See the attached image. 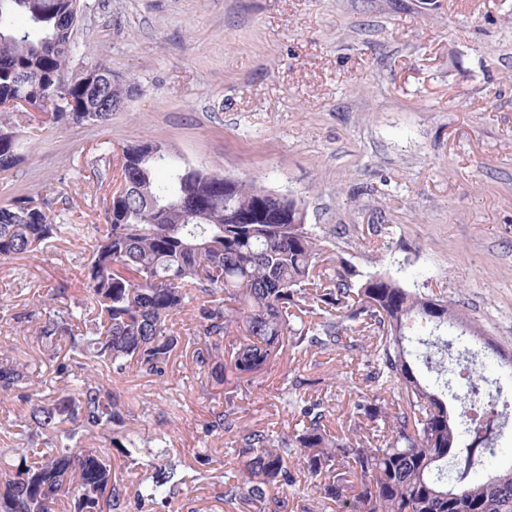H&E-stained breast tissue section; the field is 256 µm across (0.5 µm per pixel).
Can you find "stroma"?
I'll use <instances>...</instances> for the list:
<instances>
[{
    "mask_svg": "<svg viewBox=\"0 0 512 512\" xmlns=\"http://www.w3.org/2000/svg\"><path fill=\"white\" fill-rule=\"evenodd\" d=\"M70 68L107 66L133 96L107 125L42 123L11 114L20 162L0 175V205L54 187L57 224L100 225L125 147L159 142L171 160L303 200L306 222L338 270H387L443 297L470 320L483 370L512 405V0H80ZM84 241L64 239L0 263V351L48 392L66 342L36 338L31 313L58 289L81 296ZM365 340L332 353L280 358L235 400L240 425L277 436L297 422L285 404L309 377L331 432L378 390ZM131 409L129 434L164 444L185 482L157 501L136 496L142 473L108 441L126 492L122 512H225L228 437L209 431L211 399L192 351L177 346L166 378L131 367L104 378ZM27 403H0V448H37Z\"/></svg>",
    "mask_w": 512,
    "mask_h": 512,
    "instance_id": "35a3bbf8",
    "label": "stroma"
}]
</instances>
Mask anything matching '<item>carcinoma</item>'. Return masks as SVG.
<instances>
[{
  "label": "carcinoma",
  "mask_w": 512,
  "mask_h": 512,
  "mask_svg": "<svg viewBox=\"0 0 512 512\" xmlns=\"http://www.w3.org/2000/svg\"><path fill=\"white\" fill-rule=\"evenodd\" d=\"M79 0H0V98L26 95L52 109L60 90L69 111L53 112L57 123L104 125L115 102L131 88L69 76L70 28ZM20 162L15 132L0 121V173ZM55 198L18 197L0 206V262L30 256L63 238H86L80 274L84 295L56 304L37 318L41 343L67 339L82 356L80 372L65 387L27 397L26 423L46 436L38 459H5L0 512H117L123 491L112 459L82 440L101 433L128 464L142 455L167 456L124 434L131 413L102 383L136 364L163 377L173 350L196 345L192 360L203 389L249 382L284 346L294 351L343 347L349 331L367 337L374 359L371 379L392 394L357 403L348 436L326 429L327 409L302 392L298 374L289 406L301 427L273 438L238 425L234 395L212 412L208 427L235 432L236 468L224 482V502L240 512H288L286 491L307 474L336 512H512V468L486 482L473 469L495 454L492 442L500 390L470 368L465 385L485 394V412L462 439L440 395L419 375L417 363L444 380L442 331L467 325L448 301L403 287L378 270L357 280L331 274L333 258L302 223V201L254 184L170 162L160 143L134 144L122 154L121 184L106 208L103 227L54 224ZM193 306V327L184 338L174 317ZM35 385L26 367L0 357V401ZM70 424L63 430L61 425ZM455 483L448 485V458ZM140 483L139 499L170 493L171 473Z\"/></svg>",
  "instance_id": "cac0c4a2"
}]
</instances>
